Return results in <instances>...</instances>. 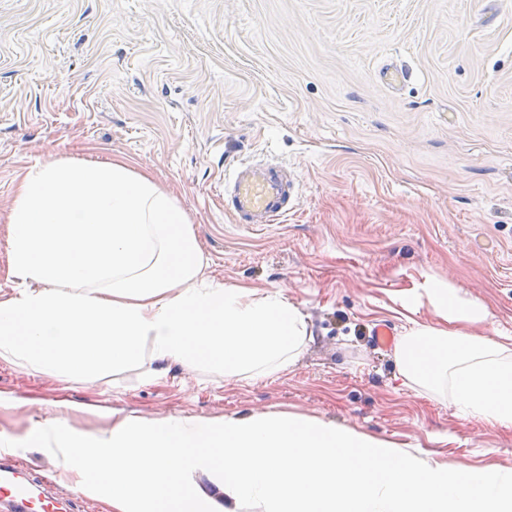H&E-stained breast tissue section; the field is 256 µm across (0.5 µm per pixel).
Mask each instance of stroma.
I'll return each instance as SVG.
<instances>
[{"label": "stroma", "mask_w": 512, "mask_h": 512, "mask_svg": "<svg viewBox=\"0 0 512 512\" xmlns=\"http://www.w3.org/2000/svg\"><path fill=\"white\" fill-rule=\"evenodd\" d=\"M402 72L399 81L385 72ZM119 157L173 193L227 286L282 291L315 339L285 372L179 367L78 383L0 359V433L67 512L33 425L113 416L331 419L454 467L512 471V426L396 380L374 326L436 324L427 294L512 335V0H0V215L24 169ZM281 167L288 212L240 222L238 163Z\"/></svg>", "instance_id": "1"}]
</instances>
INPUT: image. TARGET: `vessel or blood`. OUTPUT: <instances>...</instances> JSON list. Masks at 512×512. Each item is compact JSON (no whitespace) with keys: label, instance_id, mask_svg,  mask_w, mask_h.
<instances>
[{"label":"vessel or blood","instance_id":"vessel-or-blood-1","mask_svg":"<svg viewBox=\"0 0 512 512\" xmlns=\"http://www.w3.org/2000/svg\"><path fill=\"white\" fill-rule=\"evenodd\" d=\"M231 198L247 223L271 224L284 215L289 191L273 167L244 164L236 170ZM0 512H55L41 484L10 454L0 456Z\"/></svg>","mask_w":512,"mask_h":512}]
</instances>
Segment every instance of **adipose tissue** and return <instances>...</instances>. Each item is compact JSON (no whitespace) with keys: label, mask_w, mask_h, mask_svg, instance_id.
Wrapping results in <instances>:
<instances>
[{"label":"adipose tissue","mask_w":512,"mask_h":512,"mask_svg":"<svg viewBox=\"0 0 512 512\" xmlns=\"http://www.w3.org/2000/svg\"><path fill=\"white\" fill-rule=\"evenodd\" d=\"M10 295L0 359L62 382L137 365L235 377L286 371L313 341L282 292L227 287L177 199L121 159L27 169L7 211ZM429 297L442 326L414 324L394 350L408 388L447 389L462 414L512 426V335L475 333L484 309ZM110 512H512V474L425 460L319 418L126 416L87 437L57 415L27 435Z\"/></svg>","instance_id":"obj_1"}]
</instances>
